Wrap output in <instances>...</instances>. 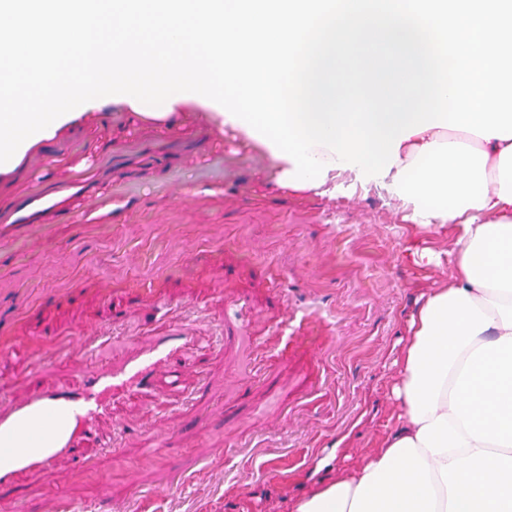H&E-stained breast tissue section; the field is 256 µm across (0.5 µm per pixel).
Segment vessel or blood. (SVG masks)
<instances>
[{"label": "vessel or blood", "mask_w": 512, "mask_h": 512, "mask_svg": "<svg viewBox=\"0 0 512 512\" xmlns=\"http://www.w3.org/2000/svg\"><path fill=\"white\" fill-rule=\"evenodd\" d=\"M158 324L152 330L151 343L129 358L110 362L85 372L77 389H47L36 383L42 367L39 345L54 346L59 357L72 358L74 351L90 354L102 351L111 343V331L96 335L93 342L76 346L74 339L62 338L60 330H30L27 361L34 381L29 396L19 402L0 399V434H12L24 424L40 422L48 441L46 448L22 455L16 468H0V488L11 486L16 470L51 468L60 462H76L78 448L99 441L95 423L119 393L142 390L154 380L157 372L178 381L188 369L183 347L192 335L186 325L171 319L170 309L158 305Z\"/></svg>", "instance_id": "1"}]
</instances>
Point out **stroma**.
<instances>
[{
  "mask_svg": "<svg viewBox=\"0 0 512 512\" xmlns=\"http://www.w3.org/2000/svg\"><path fill=\"white\" fill-rule=\"evenodd\" d=\"M232 129L128 122L103 107L0 177V343L39 324L108 323L146 346L165 300L209 344L180 392L117 397L108 448L17 475L0 512H294L385 432L392 364L421 292L448 281L404 247L418 227L354 179L335 196L276 187ZM167 435L159 455L144 448ZM333 470H317L332 448Z\"/></svg>",
  "mask_w": 512,
  "mask_h": 512,
  "instance_id": "obj_1",
  "label": "stroma"
}]
</instances>
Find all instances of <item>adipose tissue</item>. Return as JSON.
Instances as JSON below:
<instances>
[{
	"label": "adipose tissue",
	"instance_id": "adipose-tissue-1",
	"mask_svg": "<svg viewBox=\"0 0 512 512\" xmlns=\"http://www.w3.org/2000/svg\"><path fill=\"white\" fill-rule=\"evenodd\" d=\"M381 184L420 227L453 226L451 279L410 317L389 431L296 512H512V139L428 129Z\"/></svg>",
	"mask_w": 512,
	"mask_h": 512
}]
</instances>
